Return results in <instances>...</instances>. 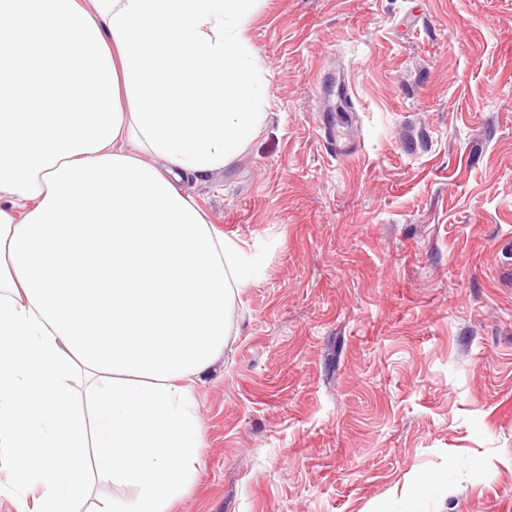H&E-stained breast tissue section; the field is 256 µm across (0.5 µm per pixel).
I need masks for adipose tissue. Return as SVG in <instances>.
I'll list each match as a JSON object with an SVG mask.
<instances>
[{"label":"adipose tissue","instance_id":"ef3b65f1","mask_svg":"<svg viewBox=\"0 0 512 512\" xmlns=\"http://www.w3.org/2000/svg\"><path fill=\"white\" fill-rule=\"evenodd\" d=\"M0 0V447L18 512H166L242 250L182 190L267 117L258 0ZM30 45L12 48L17 37ZM84 371L92 418L70 379ZM135 494L132 486L112 482V479L94 475L88 496L77 505L79 512H90L100 500L110 498L129 499Z\"/></svg>","mask_w":512,"mask_h":512}]
</instances>
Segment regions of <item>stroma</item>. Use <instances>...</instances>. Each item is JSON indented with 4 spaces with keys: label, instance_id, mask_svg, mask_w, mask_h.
<instances>
[{
    "label": "stroma",
    "instance_id": "1",
    "mask_svg": "<svg viewBox=\"0 0 512 512\" xmlns=\"http://www.w3.org/2000/svg\"><path fill=\"white\" fill-rule=\"evenodd\" d=\"M245 35L269 116L184 190L255 269L169 512H512V0H260Z\"/></svg>",
    "mask_w": 512,
    "mask_h": 512
}]
</instances>
